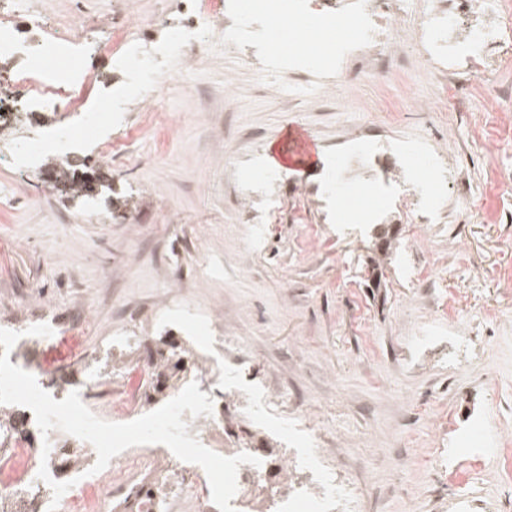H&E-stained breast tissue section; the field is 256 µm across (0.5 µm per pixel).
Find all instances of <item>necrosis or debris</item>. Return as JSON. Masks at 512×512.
<instances>
[{
    "label": "necrosis or debris",
    "mask_w": 512,
    "mask_h": 512,
    "mask_svg": "<svg viewBox=\"0 0 512 512\" xmlns=\"http://www.w3.org/2000/svg\"><path fill=\"white\" fill-rule=\"evenodd\" d=\"M17 10L16 0H0V61L20 60L24 72L14 75L13 82L18 100L24 101L30 112L39 108L68 111L69 90L87 83L86 73L60 67L73 51L120 55L129 47L124 35L128 22L120 15L113 21L114 36L90 35L78 40L68 38L60 26L35 15L31 22L38 36L29 41L21 38L14 27ZM367 12L374 26L373 40L347 55L340 68L342 75L363 73L371 80L385 78L403 69L412 54L422 59L429 77L446 83L451 77L448 33L454 29L467 36L472 49L470 64L476 70L491 72L512 59V0H499L489 18L488 24L502 33L498 55L493 59L483 53V30L488 24L466 22L464 11L448 10L446 0H435L433 9L421 16L406 11L401 0H381L379 5L368 6ZM403 23L415 32L408 55L394 37L395 29ZM300 469L310 476L312 489L294 486L280 496L279 506L287 512H341L343 502L337 475L323 462L321 449H309ZM37 474L38 468L29 461L24 440L14 437L0 442V501L16 504L24 512H48L49 504L39 494L41 481ZM160 476L152 457L142 460L134 477L120 481L113 480L111 470H104L91 486L79 482L72 487L71 512H174L175 502L151 507L143 501L144 491L157 484Z\"/></svg>",
    "instance_id": "4bbe7bcc"
}]
</instances>
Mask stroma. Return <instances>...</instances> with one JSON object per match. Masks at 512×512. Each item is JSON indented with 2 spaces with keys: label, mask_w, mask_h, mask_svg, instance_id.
Instances as JSON below:
<instances>
[{
  "label": "stroma",
  "mask_w": 512,
  "mask_h": 512,
  "mask_svg": "<svg viewBox=\"0 0 512 512\" xmlns=\"http://www.w3.org/2000/svg\"><path fill=\"white\" fill-rule=\"evenodd\" d=\"M18 3L29 37L32 9L94 21L100 37L121 9L150 46L164 37L153 13L196 21L191 0ZM79 64L90 81L74 105L124 80L109 56ZM162 100L130 104L107 160L74 156L99 178L88 198L36 192L6 159L59 115L28 112L0 133V328L21 333L22 369L60 399L97 379L90 410L126 423L151 405L110 404L147 390L156 350L186 346L206 369L200 392L257 412L227 418L207 448L243 428L287 457L302 408L362 512H512L496 457L466 442L479 428L512 451V128L499 120L512 63L450 97L414 66L387 83L322 78L290 101L212 48L179 61ZM424 103L449 111L439 120ZM292 128L316 145L309 171L270 161ZM381 224L399 248L376 285ZM59 315L79 338L29 335Z\"/></svg>",
  "instance_id": "obj_1"
}]
</instances>
